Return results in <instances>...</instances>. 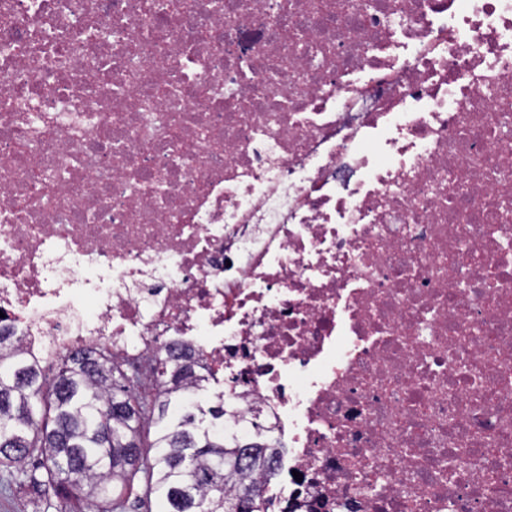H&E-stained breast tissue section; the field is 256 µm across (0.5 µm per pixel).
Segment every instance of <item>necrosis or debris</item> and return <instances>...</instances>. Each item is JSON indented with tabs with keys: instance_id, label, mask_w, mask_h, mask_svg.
Segmentation results:
<instances>
[{
	"instance_id": "4bbe7bcc",
	"label": "necrosis or debris",
	"mask_w": 512,
	"mask_h": 512,
	"mask_svg": "<svg viewBox=\"0 0 512 512\" xmlns=\"http://www.w3.org/2000/svg\"><path fill=\"white\" fill-rule=\"evenodd\" d=\"M1 326L194 350L270 512H512V0H0Z\"/></svg>"
}]
</instances>
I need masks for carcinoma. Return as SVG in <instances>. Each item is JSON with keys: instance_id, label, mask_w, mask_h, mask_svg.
I'll use <instances>...</instances> for the list:
<instances>
[{"instance_id": "1", "label": "carcinoma", "mask_w": 512, "mask_h": 512, "mask_svg": "<svg viewBox=\"0 0 512 512\" xmlns=\"http://www.w3.org/2000/svg\"><path fill=\"white\" fill-rule=\"evenodd\" d=\"M194 353L171 348L150 366L148 391L140 368L107 347L70 353L47 379L14 337L0 333V467L12 488L44 504L45 512H123L135 485L163 512H259L263 496L250 488L273 476L274 449L258 441L224 440V400H196L204 377ZM55 499H49V492Z\"/></svg>"}]
</instances>
